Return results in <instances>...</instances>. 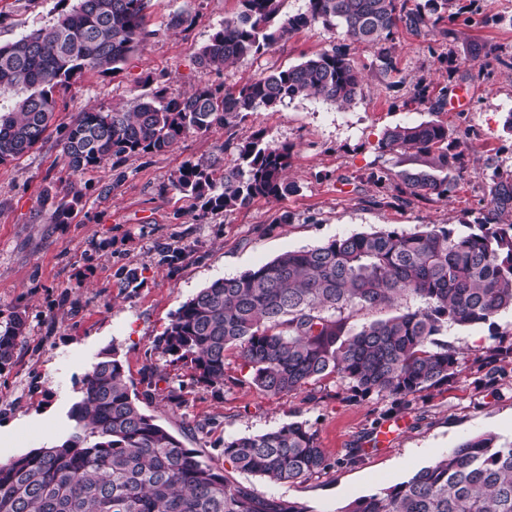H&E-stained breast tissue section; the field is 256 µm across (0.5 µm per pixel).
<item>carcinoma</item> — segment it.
<instances>
[{"mask_svg":"<svg viewBox=\"0 0 512 512\" xmlns=\"http://www.w3.org/2000/svg\"><path fill=\"white\" fill-rule=\"evenodd\" d=\"M197 53L205 71L255 57L297 30L322 23L339 30L330 49L235 91L203 85L188 94L164 88L142 94L129 108L77 113L61 139L68 168L82 174L140 153H160L193 134L227 127L260 108L296 98L340 107L362 92L351 51L375 49L380 75L402 81L393 45L399 28L417 36L458 40V18L481 10L480 0H308L307 11L275 21L281 0H239ZM53 23L0 45V91L20 98L0 110V163L22 157L44 139L55 112L56 89L93 72L115 75L142 46L148 0H59ZM448 86L415 84L412 103L447 104ZM379 149L433 156L430 169L372 171L367 181L384 195L448 199L446 175L462 167L464 152L433 121L386 129ZM238 158L218 172L211 160L188 162L171 186L204 214L249 206L254 199L298 191L287 178L289 144L260 133L236 145ZM491 198L473 223L426 224L413 233L357 234L285 252L238 277L219 278L181 304L157 339L170 363L193 372L197 384L221 391L225 353L239 352L252 384L277 396L336 375L360 395L376 393L398 406L446 385L459 373V352L436 337L450 325L486 323L512 310V172H493ZM79 194L52 214L70 218ZM410 307L385 320L354 326L356 313ZM25 317L0 320V371L13 357ZM68 418L73 430L58 444L0 462V512H311L297 501L260 496L230 482L202 461L141 405L117 352L104 353L85 376ZM235 470L287 483L332 468L317 434L303 421L224 442ZM340 512H512V441L473 436L407 480L349 502Z\"/></svg>","mask_w":512,"mask_h":512,"instance_id":"carcinoma-1","label":"carcinoma"}]
</instances>
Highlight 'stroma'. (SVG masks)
Instances as JSON below:
<instances>
[{"label":"stroma","mask_w":512,"mask_h":512,"mask_svg":"<svg viewBox=\"0 0 512 512\" xmlns=\"http://www.w3.org/2000/svg\"><path fill=\"white\" fill-rule=\"evenodd\" d=\"M239 9V0H150L145 41L123 70L88 73L56 90L45 139L23 157L0 164V312L18 311L26 318L13 363L0 371V461L52 447L64 437L84 377L113 349L137 391L145 389L146 371L160 375L148 412L231 482L265 497L304 503L312 512H338L358 497L407 480L471 436L512 438L511 310L490 325L449 326L442 340L459 353V375L403 408L383 396L355 395L335 375L312 385L311 401L302 391L264 395L248 383L234 349L225 360L234 382L216 392L196 384L189 370L170 365L155 340L201 288L284 252L360 233H412L424 224L456 228L473 221L490 198L493 171L512 172V135L503 130L512 111V0H481L493 24L459 28L456 70L446 79L449 96L466 92L465 109L433 111L412 102L418 80L442 77L438 56L447 47L402 30L395 51L405 80L401 87H389L370 66L373 49L360 46L352 55L364 77L363 91L349 107L297 98L182 139L165 152L132 155L81 175L68 169L60 145L63 128L84 108L108 112L134 101L149 78L173 95L203 84L235 89L338 40L337 30L318 23L262 55L203 72L198 51ZM177 11L190 15L192 25L171 28ZM57 12L58 0H0V44L52 23ZM473 45L488 48V55L472 58ZM421 121L439 122L449 139L468 142L463 172L446 200L382 198L367 182L368 173L415 164L412 154L381 151L383 132ZM258 131L266 141L293 145L288 176L298 193L202 218L192 198L170 189L186 162L234 164L236 144ZM72 190L80 202L71 219L52 223L54 209ZM129 270L137 273L131 283L124 279ZM491 349L501 355L492 379L483 363ZM170 386L181 388V408L166 406ZM293 420L316 431L331 470L274 484L225 461V441Z\"/></svg>","instance_id":"obj_1"}]
</instances>
